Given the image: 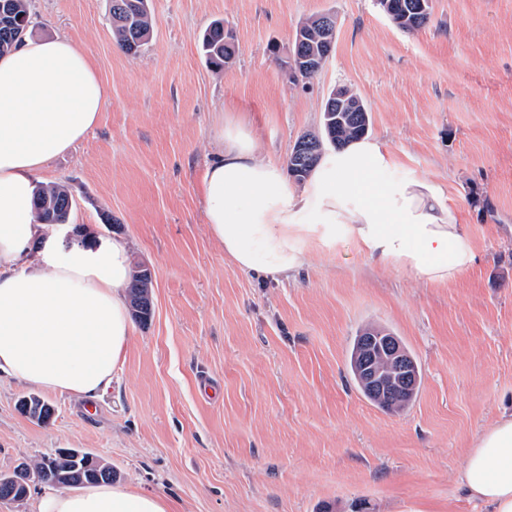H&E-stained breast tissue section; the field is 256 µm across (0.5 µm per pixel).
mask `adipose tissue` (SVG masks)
I'll return each instance as SVG.
<instances>
[{
  "instance_id": "1",
  "label": "adipose tissue",
  "mask_w": 512,
  "mask_h": 512,
  "mask_svg": "<svg viewBox=\"0 0 512 512\" xmlns=\"http://www.w3.org/2000/svg\"><path fill=\"white\" fill-rule=\"evenodd\" d=\"M107 95L93 59L70 36L28 39L0 58V371L91 401L110 387L133 334L127 244L116 238L58 255L56 227L39 223L33 197L48 162L95 127ZM219 140L203 176L205 223L243 272L289 278L313 241L340 232L376 263L427 283L454 280L475 261L441 185L380 179L392 157L378 141L327 153L297 191L281 163L260 158L245 127L227 125ZM36 238L44 249L33 268L27 254ZM456 483L483 512H512V413L474 440ZM35 512L169 509L162 497L129 489L49 487Z\"/></svg>"
}]
</instances>
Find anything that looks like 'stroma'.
Masks as SVG:
<instances>
[{"instance_id":"obj_1","label":"stroma","mask_w":512,"mask_h":512,"mask_svg":"<svg viewBox=\"0 0 512 512\" xmlns=\"http://www.w3.org/2000/svg\"><path fill=\"white\" fill-rule=\"evenodd\" d=\"M139 56L112 39L107 0H30L32 37L81 41L109 88L98 124L48 165L72 223L121 237L153 271V312L95 401L0 374V472L59 448L110 464L115 486L175 512H473L459 500L465 451L512 410V0H432L429 22L398 28L379 0H150ZM334 13L321 72L287 67L297 28ZM234 36L229 67L208 65L204 30ZM367 107L392 155L384 179L440 184L476 252L457 280L431 284L373 263L344 235L314 242L290 281L234 267L207 231L202 177L223 125L246 126L287 161L318 131L329 93ZM112 225H105L104 216ZM379 326L415 357L422 381L400 413L361 395L357 332Z\"/></svg>"}]
</instances>
